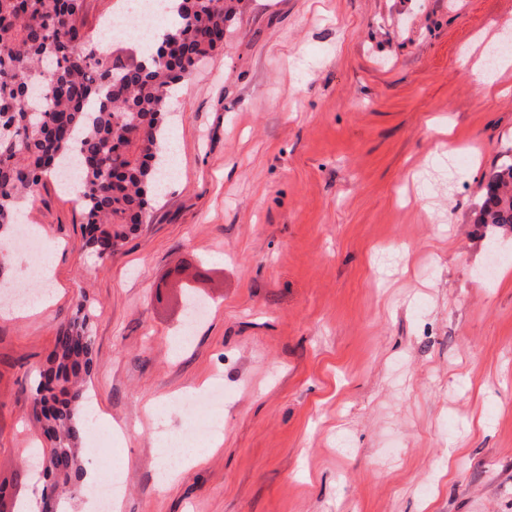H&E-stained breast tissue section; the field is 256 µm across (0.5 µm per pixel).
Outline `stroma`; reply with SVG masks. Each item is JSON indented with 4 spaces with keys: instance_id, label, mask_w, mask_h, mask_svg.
<instances>
[{
    "instance_id": "stroma-1",
    "label": "stroma",
    "mask_w": 512,
    "mask_h": 512,
    "mask_svg": "<svg viewBox=\"0 0 512 512\" xmlns=\"http://www.w3.org/2000/svg\"><path fill=\"white\" fill-rule=\"evenodd\" d=\"M506 28L512 0H241L146 224L100 261L54 181L26 207L52 279L1 272L53 298L0 316V480L31 493L34 380L84 296L112 512H512V230L475 221L512 159V63L504 95L476 72ZM216 387L222 435L159 486L162 432L214 418L176 400Z\"/></svg>"
}]
</instances>
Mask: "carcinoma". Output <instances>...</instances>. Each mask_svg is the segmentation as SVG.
I'll use <instances>...</instances> for the list:
<instances>
[{"label":"carcinoma","instance_id":"obj_1","mask_svg":"<svg viewBox=\"0 0 512 512\" xmlns=\"http://www.w3.org/2000/svg\"><path fill=\"white\" fill-rule=\"evenodd\" d=\"M83 0H0V266L12 228L46 177L75 157L74 195L98 258L146 223L158 196L171 90L224 45L236 0H180L178 18L146 56L101 50L85 30ZM477 223L512 226V162L485 175ZM86 297L56 334L34 383L58 498L82 494L79 443L93 366Z\"/></svg>","mask_w":512,"mask_h":512}]
</instances>
